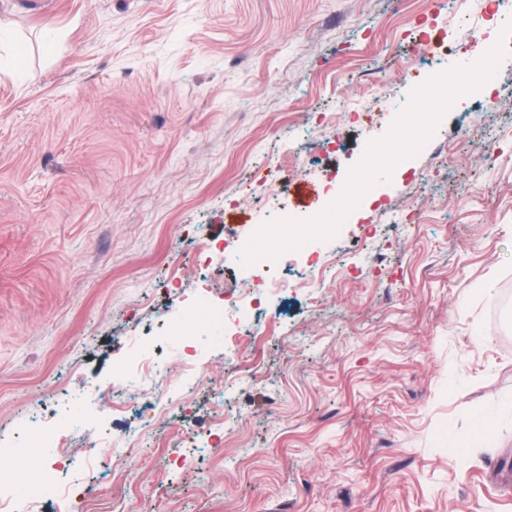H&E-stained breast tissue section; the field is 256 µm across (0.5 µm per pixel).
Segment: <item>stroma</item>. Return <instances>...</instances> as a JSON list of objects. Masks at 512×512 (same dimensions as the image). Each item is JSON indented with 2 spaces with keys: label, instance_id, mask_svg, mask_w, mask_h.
<instances>
[{
  "label": "stroma",
  "instance_id": "1",
  "mask_svg": "<svg viewBox=\"0 0 512 512\" xmlns=\"http://www.w3.org/2000/svg\"><path fill=\"white\" fill-rule=\"evenodd\" d=\"M511 21L512 0L491 22L475 0H0V467L96 484L79 512H512V44L336 238L281 256L236 362L185 317L256 276L253 225L320 213ZM144 349L172 376L141 422L91 393ZM45 428L67 471L31 452Z\"/></svg>",
  "mask_w": 512,
  "mask_h": 512
}]
</instances>
